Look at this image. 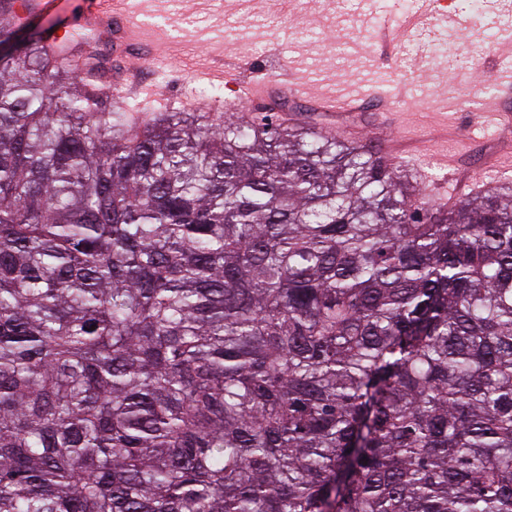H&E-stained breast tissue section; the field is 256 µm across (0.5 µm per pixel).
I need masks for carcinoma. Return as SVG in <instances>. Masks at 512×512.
Instances as JSON below:
<instances>
[{
  "instance_id": "carcinoma-1",
  "label": "carcinoma",
  "mask_w": 512,
  "mask_h": 512,
  "mask_svg": "<svg viewBox=\"0 0 512 512\" xmlns=\"http://www.w3.org/2000/svg\"><path fill=\"white\" fill-rule=\"evenodd\" d=\"M89 85L0 56V512H512V182Z\"/></svg>"
}]
</instances>
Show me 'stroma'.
I'll use <instances>...</instances> for the list:
<instances>
[{
	"instance_id": "1",
	"label": "stroma",
	"mask_w": 512,
	"mask_h": 512,
	"mask_svg": "<svg viewBox=\"0 0 512 512\" xmlns=\"http://www.w3.org/2000/svg\"><path fill=\"white\" fill-rule=\"evenodd\" d=\"M148 30L166 43L146 62L140 77L162 103L195 98L234 120L257 117V106L234 104L228 86L192 80L194 69L221 64L270 85L286 82L287 95L273 91V122L313 126L337 133L354 127L358 140L374 146L406 170L411 185L444 203L474 195L487 185L512 181L500 155L512 154V124L496 125L483 115L485 98L474 90L485 76L512 79V52L493 56L489 47L506 41L512 14L486 0H447V9L472 18L471 26L407 33L380 43L362 0H305L282 7L280 0H133ZM407 76L409 84L385 87L383 105L329 116L310 98H339L373 88L377 79ZM446 136L454 142L450 163L428 161L417 142Z\"/></svg>"
}]
</instances>
